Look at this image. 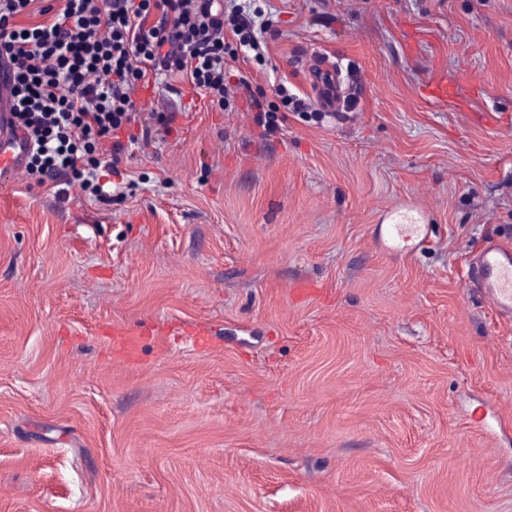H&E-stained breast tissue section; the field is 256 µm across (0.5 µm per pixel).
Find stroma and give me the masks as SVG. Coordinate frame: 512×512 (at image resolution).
<instances>
[{"instance_id": "1", "label": "stroma", "mask_w": 512, "mask_h": 512, "mask_svg": "<svg viewBox=\"0 0 512 512\" xmlns=\"http://www.w3.org/2000/svg\"><path fill=\"white\" fill-rule=\"evenodd\" d=\"M251 7L227 67L276 133L175 76L111 202L0 190V512H512V316L469 263L512 244V0ZM314 72H319V77L315 80V89L317 91L318 98L327 107L332 105L335 106L334 98L337 94V85L334 83V76L332 70L329 68L327 63L316 62L311 65ZM330 77L331 80L325 79ZM386 233L390 238L410 241L414 247L428 241V225L425 224H387Z\"/></svg>"}]
</instances>
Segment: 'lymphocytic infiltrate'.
Listing matches in <instances>:
<instances>
[{
  "label": "lymphocytic infiltrate",
  "mask_w": 512,
  "mask_h": 512,
  "mask_svg": "<svg viewBox=\"0 0 512 512\" xmlns=\"http://www.w3.org/2000/svg\"><path fill=\"white\" fill-rule=\"evenodd\" d=\"M34 8L40 22L17 25ZM261 35L240 9L225 12L224 0H0V70L13 117L34 143L24 176L41 184L68 173L81 192L111 201L99 168L119 172L151 137L135 91L177 74L226 109L225 40L257 52ZM104 139L112 146L102 160Z\"/></svg>",
  "instance_id": "1"
}]
</instances>
